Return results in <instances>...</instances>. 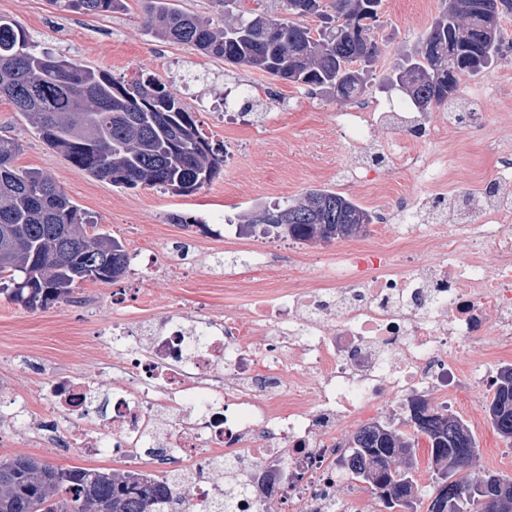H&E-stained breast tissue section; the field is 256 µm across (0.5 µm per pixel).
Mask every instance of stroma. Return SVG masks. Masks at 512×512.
<instances>
[{"label": "stroma", "mask_w": 512, "mask_h": 512, "mask_svg": "<svg viewBox=\"0 0 512 512\" xmlns=\"http://www.w3.org/2000/svg\"><path fill=\"white\" fill-rule=\"evenodd\" d=\"M441 8L442 0H383L382 24L374 32L379 46L374 86L363 98L339 101L262 70L228 65L153 38L140 0H128L126 10L99 18L57 11L47 0H0V17L17 23L56 54L107 71L118 81L143 73L169 83L200 128L223 143L226 153L223 173L188 196L159 188H119L46 145L10 101L0 97V135L20 144L15 166L51 176L127 249L148 247L118 281L82 283L74 303L33 311L0 295V458L32 455L62 469H129L128 460L120 456L107 453L89 460L50 446L37 427L46 416L40 386L52 375L81 374L108 388L112 375L103 366L114 354L113 322L135 329L179 314L223 319L224 293L236 287L239 272L225 251L227 245L271 249L268 283L292 279L299 287L311 286L342 241L297 244L288 252L272 250L269 237L232 235L231 222L255 207L297 198L312 188H332L370 211L387 209L388 226L376 234L385 240L397 233L394 209L399 196L416 197L425 207L432 202L433 188L413 166L414 154L440 155L457 191L476 189L481 179L494 175L493 148L512 151V58L460 79L462 101L488 115L485 136L450 130L441 140L418 146L381 126L360 127L353 141L341 135L342 113L405 111L399 93L388 89L384 79L417 48ZM245 84L257 101L253 111L215 112L218 102L235 99ZM171 214L185 216V223H169ZM183 241L192 244L191 264L166 275L148 270L150 257L167 262ZM478 366L482 384L458 385L447 399L436 398L429 405L461 417L473 430L480 452L474 474L512 477V445L495 434L482 409L493 394L499 365L483 358ZM16 395L27 399V412L12 404Z\"/></svg>", "instance_id": "obj_1"}]
</instances>
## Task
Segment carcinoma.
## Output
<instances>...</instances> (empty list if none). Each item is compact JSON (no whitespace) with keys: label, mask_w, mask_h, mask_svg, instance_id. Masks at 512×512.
I'll return each instance as SVG.
<instances>
[{"label":"carcinoma","mask_w":512,"mask_h":512,"mask_svg":"<svg viewBox=\"0 0 512 512\" xmlns=\"http://www.w3.org/2000/svg\"><path fill=\"white\" fill-rule=\"evenodd\" d=\"M60 12L98 17L125 7V0H49ZM222 22L186 12L168 0H146L153 36L185 45L233 65L256 67L339 100L368 91L378 46L365 55L338 39L353 23L372 39L382 0H276L280 7L247 9L242 0H215ZM512 0H444V6L389 85L418 112L456 100L460 77L477 75L497 62L505 43L501 18ZM314 16L313 28L302 18ZM0 96L50 147L91 176L125 188L161 187L190 195L210 183L224 165V146L203 133L176 90L147 75L130 82L57 56L17 24L0 18ZM20 149L0 136V293L25 308L45 309L73 298L87 280L114 282L125 276L131 256L120 240L86 227L97 225L50 176L13 165ZM270 221L263 234L302 244L355 238L375 216L331 189H310L297 199L258 206L242 223ZM493 431L512 443V364L500 368L494 394L483 406ZM412 432L405 431V428ZM428 439L433 491L428 512H512V495L499 506L484 493V480L512 487V478L473 476L470 460L479 448L468 424L454 414L432 411L413 399L399 424L361 426L339 466L387 509L416 512L417 445ZM458 496L448 510L444 484ZM183 481L165 484L133 470L62 469L33 456L0 458V512H167L182 499Z\"/></svg>","instance_id":"cac0c4a2"}]
</instances>
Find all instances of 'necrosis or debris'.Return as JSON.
Returning a JSON list of instances; mask_svg holds the SVG:
<instances>
[{
  "mask_svg": "<svg viewBox=\"0 0 512 512\" xmlns=\"http://www.w3.org/2000/svg\"><path fill=\"white\" fill-rule=\"evenodd\" d=\"M379 122L420 143L448 127L483 130L487 115L383 112ZM498 163L475 204L439 192L426 219L417 202H401L400 246L350 244L316 287L267 286L256 273L268 254L254 252L223 320L113 327L108 425L94 411V382L43 384L55 447L89 459L114 450L148 463L161 483L182 475L191 512H211L237 485L238 512H267L260 484L283 470L295 476L288 512H373L336 474L345 423L412 395L447 396L456 379L476 377L470 350L512 354V156ZM436 236L448 245L434 254ZM216 458L219 481L204 474Z\"/></svg>",
  "mask_w": 512,
  "mask_h": 512,
  "instance_id": "obj_1",
  "label": "necrosis or debris"
}]
</instances>
